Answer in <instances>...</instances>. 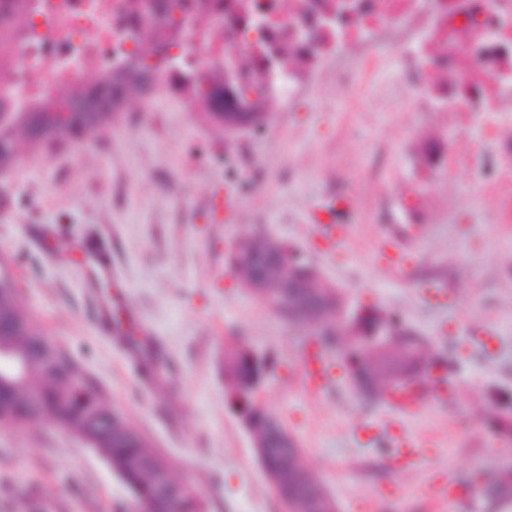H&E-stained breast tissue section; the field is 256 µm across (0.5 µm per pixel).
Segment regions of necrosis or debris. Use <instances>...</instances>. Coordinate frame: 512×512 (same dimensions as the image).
Wrapping results in <instances>:
<instances>
[{"instance_id": "4bbe7bcc", "label": "necrosis or debris", "mask_w": 512, "mask_h": 512, "mask_svg": "<svg viewBox=\"0 0 512 512\" xmlns=\"http://www.w3.org/2000/svg\"><path fill=\"white\" fill-rule=\"evenodd\" d=\"M432 112L512 101V0H0V136L8 120L142 66L154 93L270 114L327 59L382 58Z\"/></svg>"}]
</instances>
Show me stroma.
<instances>
[{"label":"stroma","mask_w":512,"mask_h":512,"mask_svg":"<svg viewBox=\"0 0 512 512\" xmlns=\"http://www.w3.org/2000/svg\"><path fill=\"white\" fill-rule=\"evenodd\" d=\"M402 62L386 58L347 86L327 61L309 99L258 132L218 131L163 98L120 117L123 134L86 132L78 143L25 155L0 175V260L27 312L94 377L114 409L142 432L212 512H282L251 439L228 406L220 360L244 341L281 365L258 395L297 441L338 512H448L430 488L491 479L512 468V437L487 422L512 411V220L498 184L512 182V112L452 120L418 111L399 88ZM448 136L445 169L422 170V136ZM238 201L224 221V196ZM332 196L356 207L351 237L328 256L308 229ZM422 224L407 276L380 270L383 228ZM297 246L352 305L398 316L443 359L455 402L398 429L435 440L431 465L386 470L383 406L347 386H307L297 362L304 332L249 295L227 252L252 230ZM112 240V279L90 278L84 247ZM126 334L94 328L98 296ZM149 327L168 356L156 394L126 362ZM130 494L94 450L50 422L0 428V512H123Z\"/></svg>","instance_id":"obj_1"}]
</instances>
